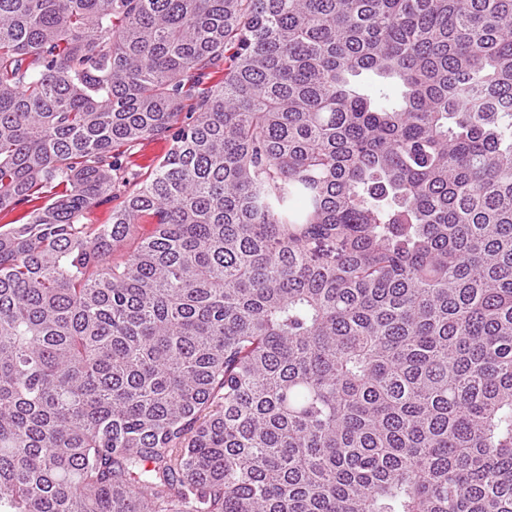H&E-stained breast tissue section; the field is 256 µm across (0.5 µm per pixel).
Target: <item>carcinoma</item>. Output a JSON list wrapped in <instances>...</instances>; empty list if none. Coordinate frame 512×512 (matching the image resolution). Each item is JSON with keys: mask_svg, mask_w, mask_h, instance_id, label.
I'll return each mask as SVG.
<instances>
[{"mask_svg": "<svg viewBox=\"0 0 512 512\" xmlns=\"http://www.w3.org/2000/svg\"><path fill=\"white\" fill-rule=\"evenodd\" d=\"M20 207L0 512H512V0H0ZM169 148L170 143L164 138H147L134 146L115 148L114 153H119L121 157L125 178L130 179V184L127 183V186H122L125 183L116 185V192L123 195L125 191L132 188V177L140 174L146 177L167 154Z\"/></svg>", "mask_w": 512, "mask_h": 512, "instance_id": "carcinoma-1", "label": "carcinoma"}]
</instances>
